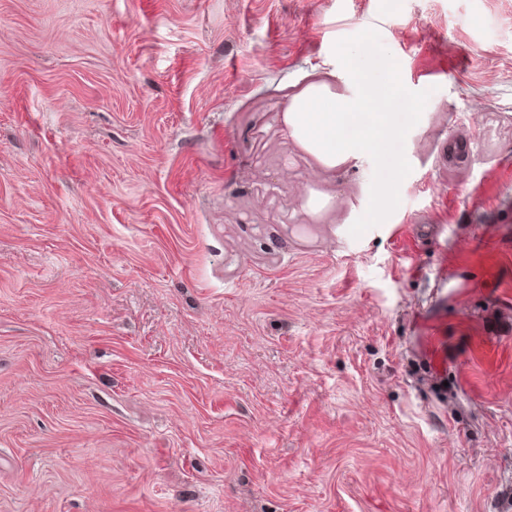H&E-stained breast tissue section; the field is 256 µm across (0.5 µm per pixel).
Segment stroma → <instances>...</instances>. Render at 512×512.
<instances>
[{"mask_svg":"<svg viewBox=\"0 0 512 512\" xmlns=\"http://www.w3.org/2000/svg\"><path fill=\"white\" fill-rule=\"evenodd\" d=\"M313 84L384 153L287 139ZM491 340L512 0H0V512H512ZM387 112H372L368 102L311 85L282 113L287 138L327 168L355 160L365 150L379 151L391 136ZM421 358L433 379H440L448 372V359L437 336H416Z\"/></svg>","mask_w":512,"mask_h":512,"instance_id":"35a3bbf8","label":"stroma"}]
</instances>
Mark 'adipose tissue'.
<instances>
[{
    "label": "adipose tissue",
    "instance_id": "ef3b65f1",
    "mask_svg": "<svg viewBox=\"0 0 512 512\" xmlns=\"http://www.w3.org/2000/svg\"><path fill=\"white\" fill-rule=\"evenodd\" d=\"M281 122L287 138L331 169L357 159L364 150H380L392 133L387 113L336 95L324 84L296 97Z\"/></svg>",
    "mask_w": 512,
    "mask_h": 512
}]
</instances>
